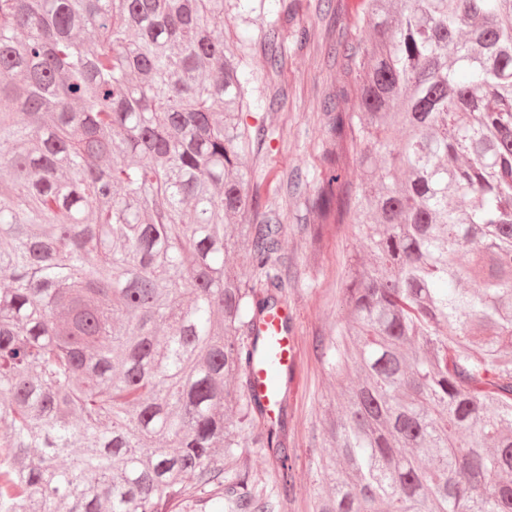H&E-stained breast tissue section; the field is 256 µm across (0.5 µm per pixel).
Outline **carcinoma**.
I'll return each instance as SVG.
<instances>
[{
  "instance_id": "obj_1",
  "label": "carcinoma",
  "mask_w": 512,
  "mask_h": 512,
  "mask_svg": "<svg viewBox=\"0 0 512 512\" xmlns=\"http://www.w3.org/2000/svg\"><path fill=\"white\" fill-rule=\"evenodd\" d=\"M316 186L353 224L316 512H512V0H360ZM261 40L271 69L281 34ZM224 0H0V512H274L283 225Z\"/></svg>"
}]
</instances>
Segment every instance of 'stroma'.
Wrapping results in <instances>:
<instances>
[{"label": "stroma", "instance_id": "35a3bbf8", "mask_svg": "<svg viewBox=\"0 0 512 512\" xmlns=\"http://www.w3.org/2000/svg\"><path fill=\"white\" fill-rule=\"evenodd\" d=\"M355 4L356 0H294L287 15L280 0H265L255 24H245L232 13L226 16L230 34L245 45V62L257 87L245 118L264 128L265 140L244 163L248 188L259 194V214H274L285 227L281 244L290 271L285 308L299 351L288 398L293 491H281V474L266 449L249 442L241 449L262 480L277 487L274 512H313L320 491L314 458L326 408L336 398V383L324 369L316 344L345 316L340 303L345 261L362 246L351 225L326 224L317 230L311 214L318 178L336 151L323 101L339 85L341 60L329 48L350 33ZM272 24L282 35L281 63L274 71L261 42L262 29ZM304 25L311 36L300 47L293 33Z\"/></svg>", "mask_w": 512, "mask_h": 512}]
</instances>
